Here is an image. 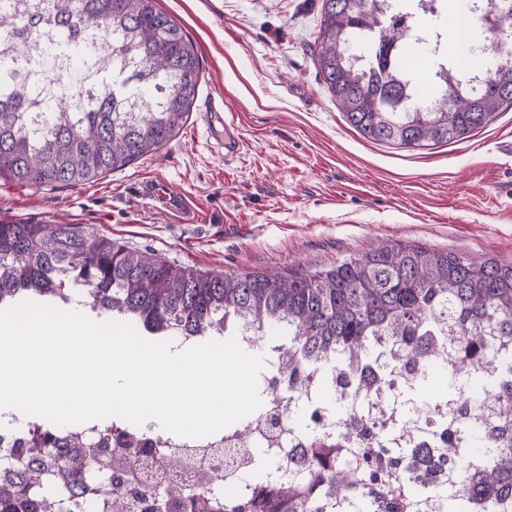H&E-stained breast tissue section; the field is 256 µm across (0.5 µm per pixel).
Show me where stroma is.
Returning a JSON list of instances; mask_svg holds the SVG:
<instances>
[{"instance_id":"1","label":"stroma","mask_w":512,"mask_h":512,"mask_svg":"<svg viewBox=\"0 0 512 512\" xmlns=\"http://www.w3.org/2000/svg\"><path fill=\"white\" fill-rule=\"evenodd\" d=\"M193 42L197 100L161 151L75 188L0 176V218L75 224L197 270L312 272L378 244L512 263V109L460 141L407 151L350 126L312 55L318 0H156ZM233 116L239 147L208 123ZM163 179L193 223L137 193Z\"/></svg>"}]
</instances>
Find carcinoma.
<instances>
[{"label":"carcinoma","mask_w":512,"mask_h":512,"mask_svg":"<svg viewBox=\"0 0 512 512\" xmlns=\"http://www.w3.org/2000/svg\"><path fill=\"white\" fill-rule=\"evenodd\" d=\"M446 0H320L313 54L325 90L348 123L374 142L416 150L459 141L512 108V0H458L481 61L479 83L458 63L440 65L429 88L415 82L409 54L435 52ZM53 33L47 58L108 51L112 72L87 86L68 111L69 71H40L53 91L16 76L34 70L13 53L15 38ZM0 176L27 187H74L155 153L179 134L200 81L195 47L156 0H0ZM157 97L148 112L134 101ZM75 292L93 311L146 331L204 338L236 336L239 324L265 339L278 364L258 377L267 405L280 388L284 422L305 448L288 460L259 450L243 480L224 477L185 490L180 512H419L437 496L446 512L512 508V264L481 262L421 246L381 245L315 272L226 274L193 270L75 224L0 220V303L52 302ZM423 371L416 382L402 378ZM489 388L497 408L464 397L470 381ZM425 409L418 443L400 442L401 416L383 400ZM255 411L224 428L244 434ZM169 434L117 418L102 436ZM58 450L57 425L29 430L0 448V512H45L49 493L88 494L111 507L110 476L96 447Z\"/></svg>","instance_id":"1"}]
</instances>
